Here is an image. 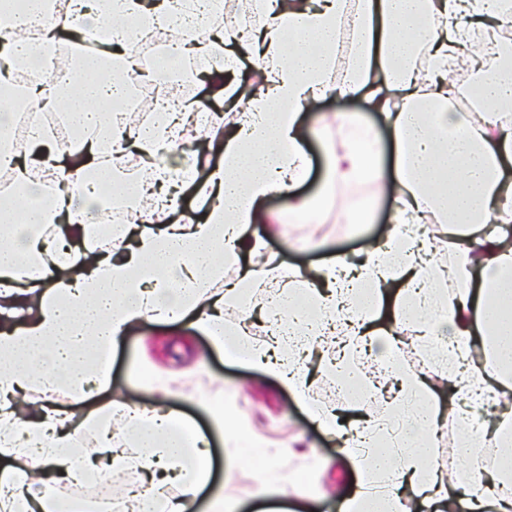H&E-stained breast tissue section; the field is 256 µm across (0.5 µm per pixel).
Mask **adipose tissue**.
<instances>
[{
	"label": "adipose tissue",
	"instance_id": "1",
	"mask_svg": "<svg viewBox=\"0 0 512 512\" xmlns=\"http://www.w3.org/2000/svg\"><path fill=\"white\" fill-rule=\"evenodd\" d=\"M206 0H68L56 11L28 0L31 17L43 18L41 41H31L8 5L0 21L13 31L0 43V63L18 69L51 61L72 17L111 16L108 42L115 67L98 71L79 59L66 82L34 87L25 102L63 112L80 131L69 156L40 126L27 133L25 153L7 143L0 114V168L9 167L26 194H40L34 171L57 169L70 185L46 209L26 207L15 222V200L0 202V496L25 512H71L36 493L29 460L44 473L78 481L106 467L131 468L181 480L195 492L209 479V451L201 432L175 411L132 407L107 397L114 349L133 328L150 321L187 322L217 350L264 364L268 374L307 395L306 373L293 357L270 358L284 337L318 345L327 328L339 330L342 357L325 362L337 378H356L354 358L379 352L389 384L359 380L369 394L386 393L383 413L360 405L359 447L340 446L353 465L355 491L340 512H512V467L482 474L448 475L429 458L447 421L460 429L461 445L475 454L484 441L512 447V237L492 232L512 224V39L499 38L504 0H248L255 23L248 35L232 27L211 41L189 44L185 27L205 11ZM165 23L176 55H200L221 45L250 47L258 85L228 101L233 115L225 133L209 127L203 149L185 168L169 171L156 159L173 146L178 118L194 102L165 114L163 125L138 127L107 111L127 97L137 67L127 32L140 21ZM468 67L479 93L476 111L448 105L458 92L449 73ZM335 95L362 98L377 113L395 146L385 165L376 134L362 114H337L339 137L322 143L328 181L376 185L390 199L393 226L359 263L339 257L305 271L277 269L261 259L255 224H314L321 203L294 195L307 175L302 114L314 101ZM132 143L143 166L128 170L122 158L103 159V142ZM206 168L205 211L195 221L154 227L199 168ZM114 193L128 184L158 189L161 197L135 222L95 229L84 210L97 204L90 172ZM289 197L288 211L272 215L264 200ZM238 278L218 288L225 266ZM279 271L315 312L306 319L293 302L272 331L270 346L252 344L248 330L224 322V303ZM413 321L420 345L440 343L427 372L404 368L397 331ZM357 379V378H356ZM30 400L20 419L16 395ZM67 404H59V395ZM503 409L486 423L473 410L487 396ZM135 434L144 456L112 449V422ZM95 434L84 455L79 435ZM82 468H75V459Z\"/></svg>",
	"mask_w": 512,
	"mask_h": 512
}]
</instances>
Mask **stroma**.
I'll list each match as a JSON object with an SVG mask.
<instances>
[{"label":"stroma","instance_id":"stroma-1","mask_svg":"<svg viewBox=\"0 0 512 512\" xmlns=\"http://www.w3.org/2000/svg\"><path fill=\"white\" fill-rule=\"evenodd\" d=\"M360 203L371 212L365 224L353 211ZM390 226L389 203L362 184L336 187L320 223L296 224L284 235L267 224L253 231L283 264L305 269L336 254L356 261ZM309 236L325 240V248H305L302 241ZM110 393L132 405L172 407L206 436L212 479L192 512H209L216 489L230 512H338L339 496L355 486L352 465L292 390L260 367L217 351L195 329L146 322L129 331L112 357ZM228 427L241 431L240 441H225Z\"/></svg>","mask_w":512,"mask_h":512}]
</instances>
